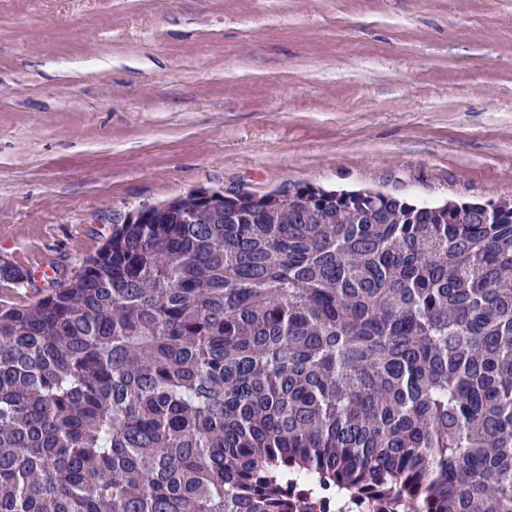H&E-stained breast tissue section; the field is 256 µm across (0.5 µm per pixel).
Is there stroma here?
I'll list each match as a JSON object with an SVG mask.
<instances>
[{"label": "stroma", "instance_id": "35a3bbf8", "mask_svg": "<svg viewBox=\"0 0 512 512\" xmlns=\"http://www.w3.org/2000/svg\"><path fill=\"white\" fill-rule=\"evenodd\" d=\"M305 184L512 199V0H0V260Z\"/></svg>", "mask_w": 512, "mask_h": 512}]
</instances>
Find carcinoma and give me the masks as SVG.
Instances as JSON below:
<instances>
[{
    "label": "carcinoma",
    "mask_w": 512,
    "mask_h": 512,
    "mask_svg": "<svg viewBox=\"0 0 512 512\" xmlns=\"http://www.w3.org/2000/svg\"><path fill=\"white\" fill-rule=\"evenodd\" d=\"M342 491L512 512V202L189 194L0 299V512H328Z\"/></svg>",
    "instance_id": "1"
}]
</instances>
